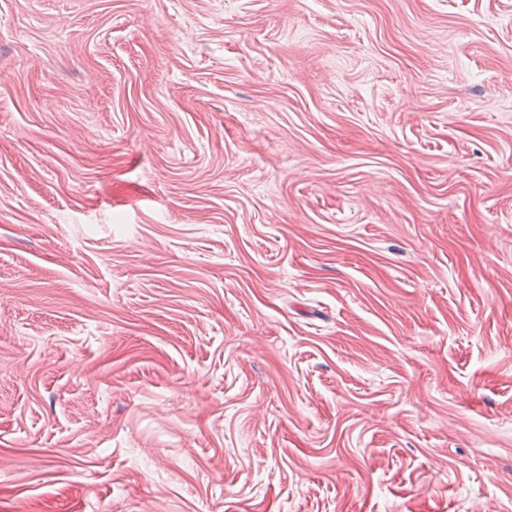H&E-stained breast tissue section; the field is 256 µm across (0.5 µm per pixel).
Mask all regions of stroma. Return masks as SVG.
Returning <instances> with one entry per match:
<instances>
[{"label": "stroma", "mask_w": 512, "mask_h": 512, "mask_svg": "<svg viewBox=\"0 0 512 512\" xmlns=\"http://www.w3.org/2000/svg\"><path fill=\"white\" fill-rule=\"evenodd\" d=\"M0 512H512V0H0Z\"/></svg>", "instance_id": "35a3bbf8"}]
</instances>
